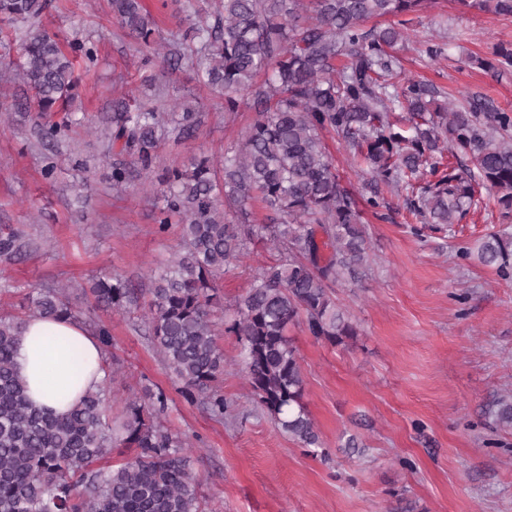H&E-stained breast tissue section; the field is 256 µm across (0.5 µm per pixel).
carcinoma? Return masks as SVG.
<instances>
[{
    "mask_svg": "<svg viewBox=\"0 0 512 512\" xmlns=\"http://www.w3.org/2000/svg\"><path fill=\"white\" fill-rule=\"evenodd\" d=\"M189 4L184 22L196 47L170 59L187 65L224 98L233 114L253 99L261 106L237 152L217 171L207 156L167 168L158 178L156 222L180 224L183 251L155 278L147 306L153 343L182 382L184 398L224 416V394L213 383L224 371L213 318L224 309L218 282L239 266L254 241L270 242L277 258L253 276L237 299L230 329L243 345L244 371L258 406L303 448L322 445L304 403L305 376L288 328L304 326L317 340L342 345L356 325L336 303V284L366 275L369 246L361 213L322 143L334 132L369 172L368 204L389 219L380 186L406 191L408 211L425 224H458L475 187L494 194L512 214V111L479 98L454 109L437 103L434 85L408 80L393 86L403 41L398 26L367 27L375 18L420 12L433 0H220L211 18ZM467 11L512 16V0H457ZM112 17L140 44L150 45L155 20L142 0H109ZM47 0H0V18L29 24L18 44V66L33 99L16 103L35 113L41 141L69 138L79 76L75 63L94 60L86 42L61 43L42 27ZM486 68L512 70V44L495 46ZM265 69L272 76L256 78ZM199 104L158 112L135 101L113 105L109 126L112 188L129 180L130 165L152 172L157 153L176 134L191 136ZM471 158L477 176L450 162ZM260 200L266 223H249L247 205ZM16 234L0 237V256L18 254ZM512 279V232L486 234L476 252L461 255ZM96 305L126 311L139 295L117 273L96 277ZM28 315L82 322L71 296L38 289ZM24 318L0 316V512H203L200 482L183 442L159 420L163 390L126 406L115 425L107 381L64 417L34 409L14 370L13 353ZM495 423L512 429V392L494 400ZM121 444L134 454L111 468L99 463Z\"/></svg>",
    "mask_w": 512,
    "mask_h": 512,
    "instance_id": "1",
    "label": "carcinoma"
}]
</instances>
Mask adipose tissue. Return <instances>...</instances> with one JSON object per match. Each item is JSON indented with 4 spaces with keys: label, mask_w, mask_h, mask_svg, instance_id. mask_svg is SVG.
Masks as SVG:
<instances>
[{
    "label": "adipose tissue",
    "mask_w": 512,
    "mask_h": 512,
    "mask_svg": "<svg viewBox=\"0 0 512 512\" xmlns=\"http://www.w3.org/2000/svg\"><path fill=\"white\" fill-rule=\"evenodd\" d=\"M103 351L81 324L53 317L25 320L14 349L15 370L32 406L69 413L104 377Z\"/></svg>",
    "instance_id": "1"
}]
</instances>
